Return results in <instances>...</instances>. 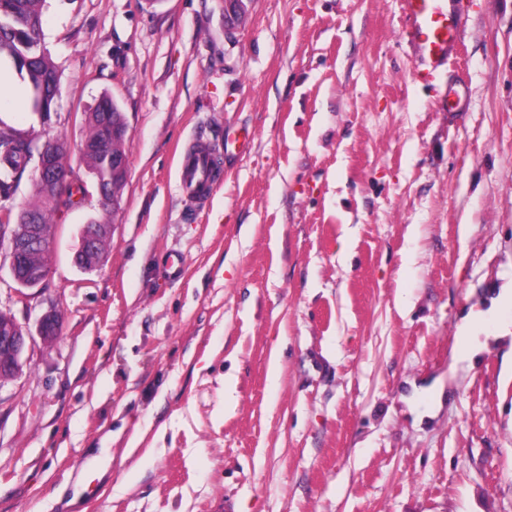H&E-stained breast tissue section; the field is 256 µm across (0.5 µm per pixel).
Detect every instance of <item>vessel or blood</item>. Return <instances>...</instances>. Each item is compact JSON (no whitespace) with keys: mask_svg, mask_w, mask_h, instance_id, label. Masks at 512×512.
<instances>
[{"mask_svg":"<svg viewBox=\"0 0 512 512\" xmlns=\"http://www.w3.org/2000/svg\"><path fill=\"white\" fill-rule=\"evenodd\" d=\"M403 26L401 39L411 51L415 75L432 81L454 59L461 15L447 0H399ZM179 179L185 196L207 205L217 190L213 176V156L199 147L184 153Z\"/></svg>","mask_w":512,"mask_h":512,"instance_id":"1","label":"vessel or blood"}]
</instances>
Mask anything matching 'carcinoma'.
<instances>
[{"instance_id":"1","label":"carcinoma","mask_w":512,"mask_h":512,"mask_svg":"<svg viewBox=\"0 0 512 512\" xmlns=\"http://www.w3.org/2000/svg\"><path fill=\"white\" fill-rule=\"evenodd\" d=\"M44 0H0V58H7L18 75L28 80L33 110L48 118L56 111L60 96V78L50 54L39 51L43 43L42 6ZM122 128L123 112L111 98L103 97L85 113V141L95 144L103 139L102 121ZM105 140V139H103ZM126 135L105 140L104 151L95 148L83 156L88 171L97 172L104 180L106 190L103 210L112 206V194L123 190L127 173H112L108 157L127 154ZM35 139L12 126L0 122V198L8 199L16 191L20 180L33 164ZM81 184L69 183L61 190L47 189L40 178L33 181L32 201L25 212L36 215L38 223L47 232L54 230L49 212L59 206L79 204L76 196H85Z\"/></svg>"}]
</instances>
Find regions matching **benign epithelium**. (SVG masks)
I'll return each mask as SVG.
<instances>
[{
  "label": "benign epithelium",
  "instance_id": "benign-epithelium-1",
  "mask_svg": "<svg viewBox=\"0 0 512 512\" xmlns=\"http://www.w3.org/2000/svg\"><path fill=\"white\" fill-rule=\"evenodd\" d=\"M55 140L35 146L36 171L52 187L56 188L69 179V170H62L58 154L54 149ZM12 216V223L0 226V260L8 261V268L14 283L21 290L42 287L50 277V271L29 264L31 254L42 249L49 237L43 227L34 221L29 213L11 214V210L0 208V221ZM110 234L108 224L82 225L79 243L73 255L74 265L84 270L97 253L99 239ZM59 331L57 317L47 313L40 319L38 335L45 341L54 339ZM30 331L12 319L0 321V383L16 377L22 369L24 353L32 341Z\"/></svg>",
  "mask_w": 512,
  "mask_h": 512
}]
</instances>
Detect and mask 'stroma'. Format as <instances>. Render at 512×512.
Listing matches in <instances>:
<instances>
[{
	"instance_id": "obj_1",
	"label": "stroma",
	"mask_w": 512,
	"mask_h": 512,
	"mask_svg": "<svg viewBox=\"0 0 512 512\" xmlns=\"http://www.w3.org/2000/svg\"><path fill=\"white\" fill-rule=\"evenodd\" d=\"M244 4L46 0V125L0 65V121L76 143L108 95L129 159L117 209L51 213L43 287L0 270V311L62 318L0 384V512H512V0H459L433 83L398 0ZM201 139L203 209L178 180ZM110 234V224L103 220H90L89 224H83L79 243L73 255L74 265L84 270L88 267L90 261L97 253V244L99 239L104 235ZM110 245L109 237H104L99 242L97 258L95 263L99 266V262Z\"/></svg>"
}]
</instances>
